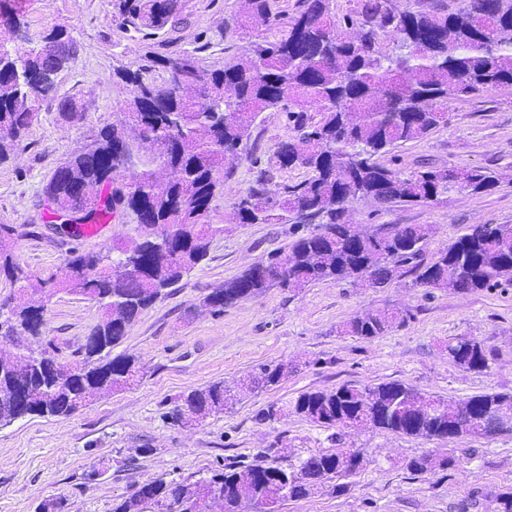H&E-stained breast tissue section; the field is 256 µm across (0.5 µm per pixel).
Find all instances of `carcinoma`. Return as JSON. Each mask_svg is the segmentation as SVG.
<instances>
[{"instance_id": "obj_1", "label": "carcinoma", "mask_w": 512, "mask_h": 512, "mask_svg": "<svg viewBox=\"0 0 512 512\" xmlns=\"http://www.w3.org/2000/svg\"><path fill=\"white\" fill-rule=\"evenodd\" d=\"M335 0H299L298 10L279 34L258 37L244 57L224 59L220 68L203 64L206 41L178 54L149 52L148 65L113 73L129 87L120 118L87 137L43 186L62 222L100 224L115 210L140 213L153 235L112 247L115 257L86 253L71 259L62 274L33 284L13 262L14 227L0 225V271L19 285L52 297L55 291L90 296L102 303L104 319L91 331L93 345L74 364L56 362L46 373L31 370L32 350L20 343L0 348V425L27 416L66 417L88 404L93 391L130 385L139 373L137 359L111 356L127 329L167 289L209 255L212 239L224 233L218 198L224 179L264 112L283 111L293 134L277 143L253 185L232 203L238 224H292L295 239L267 255L266 272L248 268L203 297L215 313L236 302L262 296L278 286L290 291L320 281H352L375 288L402 270L414 284L432 290L473 293L512 286V224H472L440 256L419 261L430 228L380 224L351 238L341 215L357 199L380 205H418L456 194H476L497 185L480 169L428 167L405 174L381 158L427 136L448 122V100L488 86H512V0H433L429 12L403 10L393 0H360L339 18ZM184 0H112L118 26L150 41L167 27L183 23ZM276 0H240L224 19V31L245 34L261 18L279 24ZM51 56L29 53L0 56V163L7 161L54 96L59 74L76 55L63 29L46 35ZM59 117L71 120L82 106L73 96L56 101ZM316 116H311V113ZM284 169L306 177L290 186L275 182ZM315 225L299 232L300 224ZM9 331L27 336L36 308L7 302ZM404 322L397 312L366 313L346 322L340 333L373 339ZM495 352L482 342L457 338L448 357L469 371L488 369ZM283 367H264L251 384L277 385ZM230 394L217 381L183 399V414L196 420L224 411ZM512 412V393L446 400L400 381L300 394L291 412L327 428H347L368 420L389 432L444 439L448 434L489 437L479 416ZM344 448L320 451L296 468L255 462L227 466L224 473L194 483L158 479L142 485L133 498L116 502L112 512H200L209 501L218 512H277L285 499H301L334 478ZM455 456H422L409 462L416 473L455 466ZM484 512H512V488Z\"/></svg>"}]
</instances>
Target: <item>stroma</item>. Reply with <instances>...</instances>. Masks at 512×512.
Here are the masks:
<instances>
[{
  "label": "stroma",
  "instance_id": "obj_1",
  "mask_svg": "<svg viewBox=\"0 0 512 512\" xmlns=\"http://www.w3.org/2000/svg\"><path fill=\"white\" fill-rule=\"evenodd\" d=\"M19 2L27 37H8V48L24 55L52 28L66 30L76 59L59 75L56 93L79 98L84 109L83 120L70 124L42 108L11 159L0 164V224L17 228V261L29 275L44 278L65 269L75 255L105 254L137 236L134 224L120 221L95 237L69 236L45 223L41 190L92 131L116 121L127 90L113 81L112 72L145 65L148 47L113 22L111 0ZM237 7V0H185L187 21L167 32V52L192 49L203 35L212 43L202 55L205 65L219 68L225 56L247 53L252 35L222 31L225 16ZM291 134L285 113H263L224 182L223 235L213 238L207 259L144 310L113 347V354L138 359L137 382L98 395L66 417L30 416L0 426V512H35L46 501L62 503V512H112L113 503L157 478L207 479L225 465L252 462L260 452L296 465L336 444L364 457L362 467L343 478V491L327 487L281 503L278 512H460L470 493L485 502L512 487L510 432L428 440L367 426L343 429L335 443L331 429L289 412L260 420L269 404L282 406L302 392L344 383L401 381L453 400L512 393L511 286L450 293L413 285L404 275L379 288L345 281L312 283L296 293L273 287L218 314L201 307V299L225 280L292 241L291 225L238 224L231 209L250 186L255 161H267ZM394 154L395 166L407 173L423 165L478 168L498 184L487 192L419 205L358 200L346 218L359 229L429 225L422 252L428 262L469 225L512 224V87L450 102L446 125ZM382 310L402 313L404 323L370 340L340 334L351 318ZM102 316L97 301L55 293L33 347L63 362L78 359ZM459 337L494 349L487 370H465L449 359L448 343ZM279 364L287 365L288 373L278 385L240 388V381L262 366ZM216 381L233 390L224 412L188 425L175 421L185 395ZM450 450L458 458L450 469L420 474L407 466L411 458Z\"/></svg>",
  "mask_w": 512,
  "mask_h": 512
}]
</instances>
